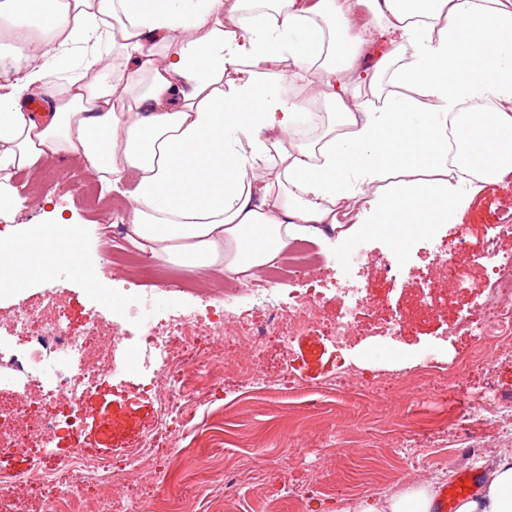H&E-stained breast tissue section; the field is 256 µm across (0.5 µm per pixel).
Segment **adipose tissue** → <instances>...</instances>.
<instances>
[{
	"label": "adipose tissue",
	"instance_id": "ef3b65f1",
	"mask_svg": "<svg viewBox=\"0 0 512 512\" xmlns=\"http://www.w3.org/2000/svg\"><path fill=\"white\" fill-rule=\"evenodd\" d=\"M372 29L391 49L368 65ZM51 46L78 54L65 83L49 82ZM3 54L0 209L14 170L78 158L125 193L128 239L188 271L250 273L342 210L451 224L462 195L512 175V0H0ZM289 84L328 109L315 141ZM38 90L50 121L25 108ZM433 499L424 486L340 512ZM457 512H512V460Z\"/></svg>",
	"mask_w": 512,
	"mask_h": 512
}]
</instances>
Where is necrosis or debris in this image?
I'll use <instances>...</instances> for the list:
<instances>
[{
  "label": "necrosis or debris",
  "instance_id": "necrosis-or-debris-1",
  "mask_svg": "<svg viewBox=\"0 0 512 512\" xmlns=\"http://www.w3.org/2000/svg\"><path fill=\"white\" fill-rule=\"evenodd\" d=\"M99 230L139 270L126 299L130 311L149 303L143 282H159L170 292H181L180 280L166 267L126 246L123 227L113 223L111 212L103 213ZM511 236L512 212L508 210L500 214L493 233L476 247L465 228L455 225V250H476L485 264L489 284L481 307L460 314L448 330L449 335L469 337L470 345L448 361L431 354L420 365H404L396 372L407 393L447 406L452 426L483 422L491 410L512 418L511 394L475 393L464 402L451 400L453 385L466 371L494 353L512 348V254L501 248L503 238ZM321 261V255L304 246L287 260L258 270L256 276L233 275L218 294L207 330L199 329L196 312L183 310L166 321L141 320L137 343L132 347L126 344L128 319L124 316L110 324L93 316L76 329L61 305L51 298L37 306L18 305L1 311L0 387L9 388L14 403L7 408L0 406V447L23 453L36 448L40 454L33 456L23 471L0 466V502L9 501L10 512H28L29 491L49 485L56 488L57 495L47 512H129L128 500L88 494L93 480L112 471L113 463L111 458L85 450L80 439L83 397L103 379L141 373L161 405L163 422L186 417L188 402L201 400L208 391L222 387L224 358L218 349L226 337L242 340L256 351L270 338L283 342L319 327L321 291L298 288L285 293L281 286L298 274L313 272ZM336 262L341 269L338 281L348 298L331 328L337 345L347 346L355 336L378 343L401 335L403 323L398 317L379 323L364 317L367 299L348 274L353 257L346 254ZM245 296L266 305V325L253 327L242 321L238 306ZM19 333L26 336L21 345L12 340ZM64 433L71 439V451L67 462L60 465L53 462L52 450Z\"/></svg>",
  "mask_w": 512,
  "mask_h": 512
}]
</instances>
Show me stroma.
I'll return each mask as SVG.
<instances>
[{"label": "stroma", "mask_w": 512, "mask_h": 512, "mask_svg": "<svg viewBox=\"0 0 512 512\" xmlns=\"http://www.w3.org/2000/svg\"><path fill=\"white\" fill-rule=\"evenodd\" d=\"M95 179L86 164L68 159L48 160L43 168L12 175L18 199L0 211V236L18 235L29 224H50L57 209L81 230L75 246L89 263L77 278L45 279L24 271L20 292L0 300V306L22 301L36 305L50 295L62 303L75 327L107 306L106 289L121 287L122 281L116 264L105 259L111 244L99 233L97 215L109 210L126 223V199L100 186L94 201H86L85 186ZM505 204L512 205V186L489 187L459 208L457 221L472 242H480ZM409 235L406 257L393 272L374 263L357 278L376 320L392 315L403 319L398 344L412 357L428 351L459 313L476 306L487 283L480 261L472 253H457L454 261L469 271L465 288L435 290L433 302L424 303L420 290L432 273L434 256L450 250L453 235L444 224L413 227ZM311 243L325 256L314 272L317 285L326 290L325 324L293 337L287 347L270 341L255 355L269 380L290 371L296 392L245 393L238 389L236 373H225L223 388L196 407L198 426L185 431L183 449L160 440L138 472L129 475V499L151 512H336L354 500L382 498L424 478L439 488L460 469L489 471L511 425L507 419L455 432L444 425L442 408L393 388L340 395L328 389L342 361L360 362L370 373L392 362L381 352L364 356L362 340L344 349L336 346L329 324L342 300L334 291L336 264L327 255L332 245L326 234ZM139 382L136 376L109 379L86 396L83 441L90 452L110 453L156 425L158 404ZM478 387L512 394V353L465 375L451 396L463 399ZM296 438L305 444L306 454L293 453L290 443ZM439 456L450 462L433 468Z\"/></svg>", "instance_id": "stroma-1"}]
</instances>
